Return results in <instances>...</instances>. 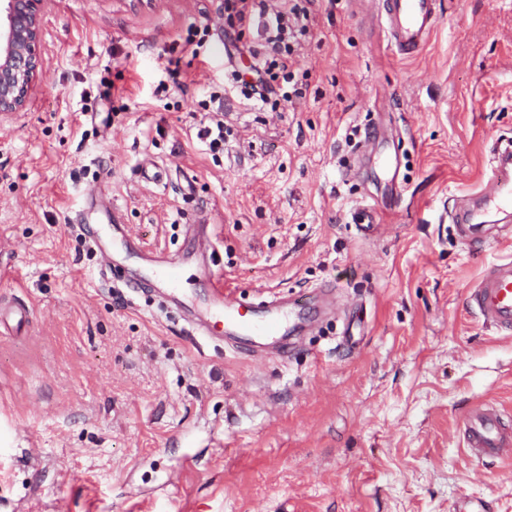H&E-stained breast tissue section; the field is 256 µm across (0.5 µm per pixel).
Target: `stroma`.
Wrapping results in <instances>:
<instances>
[{
    "instance_id": "stroma-1",
    "label": "stroma",
    "mask_w": 512,
    "mask_h": 512,
    "mask_svg": "<svg viewBox=\"0 0 512 512\" xmlns=\"http://www.w3.org/2000/svg\"><path fill=\"white\" fill-rule=\"evenodd\" d=\"M441 2L403 58L376 0H314L298 96L232 102L215 158L197 129L252 60L183 41L224 0H44L27 104L0 114V303L31 311L0 335V512H512V461L458 434L479 401L512 424V334L465 304L512 235L474 252L437 221L512 139V0ZM106 199L192 300L205 222L227 289L288 296L305 334L284 357L196 336L128 287L109 225L101 250L74 224Z\"/></svg>"
}]
</instances>
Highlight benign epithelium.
Instances as JSON below:
<instances>
[{
  "mask_svg": "<svg viewBox=\"0 0 512 512\" xmlns=\"http://www.w3.org/2000/svg\"><path fill=\"white\" fill-rule=\"evenodd\" d=\"M43 0H0V113L27 103L37 74V45Z\"/></svg>",
  "mask_w": 512,
  "mask_h": 512,
  "instance_id": "obj_1",
  "label": "benign epithelium"
}]
</instances>
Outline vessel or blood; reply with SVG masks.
Wrapping results in <instances>:
<instances>
[{
  "mask_svg": "<svg viewBox=\"0 0 512 512\" xmlns=\"http://www.w3.org/2000/svg\"><path fill=\"white\" fill-rule=\"evenodd\" d=\"M380 18L392 50L410 56L422 49L439 21L440 0H378ZM493 175L481 194L496 209H512V150L499 148L492 161ZM151 280L175 305L182 306L179 286L181 268L164 254L142 250ZM467 301L484 322L512 331V262L503 261L487 270L470 289ZM195 315L207 335L228 328L241 336H285L290 329L282 306L261 308L225 291L220 275L208 281V294ZM460 428L470 458L479 463L501 460L512 454V430L504 426L499 410L481 404L466 411Z\"/></svg>",
  "mask_w": 512,
  "mask_h": 512,
  "instance_id": "1",
  "label": "vessel or blood"
}]
</instances>
